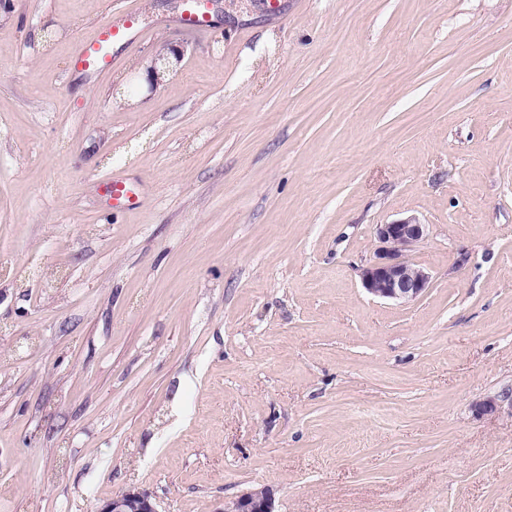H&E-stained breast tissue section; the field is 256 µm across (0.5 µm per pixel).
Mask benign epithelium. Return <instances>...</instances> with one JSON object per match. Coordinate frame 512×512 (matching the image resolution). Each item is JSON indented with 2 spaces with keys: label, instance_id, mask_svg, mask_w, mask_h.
Segmentation results:
<instances>
[{
  "label": "benign epithelium",
  "instance_id": "7a95c632",
  "mask_svg": "<svg viewBox=\"0 0 512 512\" xmlns=\"http://www.w3.org/2000/svg\"><path fill=\"white\" fill-rule=\"evenodd\" d=\"M183 50L170 48L159 53L148 67V82L156 88L169 72L170 59L180 60ZM428 233L427 225L415 217L395 220L376 227L380 243L373 262L361 271V283L371 296L396 304L420 298L430 287L428 270L412 262L407 255ZM97 512H159L157 502L146 491L128 490L104 502ZM219 512H275L274 499L266 487L246 491L229 501Z\"/></svg>",
  "mask_w": 512,
  "mask_h": 512
}]
</instances>
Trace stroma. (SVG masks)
<instances>
[{"label":"stroma","mask_w":512,"mask_h":512,"mask_svg":"<svg viewBox=\"0 0 512 512\" xmlns=\"http://www.w3.org/2000/svg\"><path fill=\"white\" fill-rule=\"evenodd\" d=\"M182 15L0 0V512H512V0ZM409 216L431 286L371 298ZM134 11L123 7L117 11L113 18L102 22L95 38L83 44V53L76 64L82 69L95 68L102 70L109 64L108 56L104 55V46L115 38L122 37L127 30L133 27L132 15ZM221 512H276L274 499L266 487L246 491L224 502ZM97 512H159L157 502L146 491L128 490L104 502Z\"/></svg>","instance_id":"1"}]
</instances>
